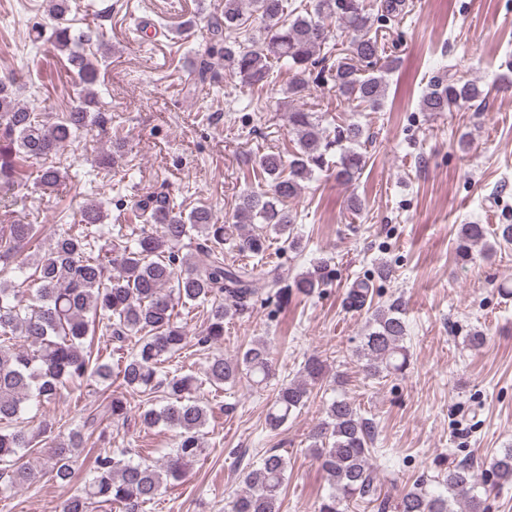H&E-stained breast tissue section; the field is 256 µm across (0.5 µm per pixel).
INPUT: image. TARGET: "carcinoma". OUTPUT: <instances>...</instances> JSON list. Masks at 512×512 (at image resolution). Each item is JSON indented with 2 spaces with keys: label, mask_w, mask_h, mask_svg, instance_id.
<instances>
[{
  "label": "carcinoma",
  "mask_w": 512,
  "mask_h": 512,
  "mask_svg": "<svg viewBox=\"0 0 512 512\" xmlns=\"http://www.w3.org/2000/svg\"><path fill=\"white\" fill-rule=\"evenodd\" d=\"M68 0H47L48 14L56 21L49 35L36 31L33 42L41 40L67 55L71 71L78 79L77 105L57 122L46 125L38 115L15 98L14 83L0 81V187L16 181L18 161L46 160L59 153L80 134L95 125L94 94L90 86L98 79V68L88 58L85 45L89 33L75 35L63 22ZM286 0H251L253 11L262 21V42L248 45L237 40L224 43L245 23L244 0H224V11L207 16L210 47L201 56L194 73L200 84L218 76L213 55L224 59V68L249 86L268 83L270 71L283 64L288 71V94L301 98L309 90L311 76L319 60L317 52L330 48L331 31L327 21L334 20L351 32L348 45L336 54L329 77L338 95L373 111L379 110L387 96L385 74L395 64L380 56L378 35L371 34L374 21L398 17L403 0H318L314 14L294 15L285 11ZM484 95L472 80L438 78L430 84L421 105L426 112H451ZM324 114L295 109L288 113V124L296 136L298 150L286 161L278 153L264 155L260 166L267 176L266 188L247 190L238 200L232 222L220 224L212 210L203 205L188 215L175 211L166 196H152L136 203L145 224L134 238L117 230L109 248L98 245L100 235L93 227L102 223L101 208L91 206L82 213L85 229L75 234L67 227L58 232L44 252L22 256L23 249L36 237L34 224H12L9 235L0 236V263H32L34 287L24 288L0 280V461L8 468L0 472V482L9 487L30 482L34 470L24 461L45 430L33 431L18 426L24 410L39 409L56 402L63 390L76 382L96 377L112 379V367L93 355V342L87 341L90 326L98 324L101 333L122 343L138 338L137 348L126 358L119 371L127 388L154 393L162 390V404L151 405L139 413L140 424L151 428L163 424L176 432L175 448L161 464L149 465L119 459L110 448L94 458L84 484L60 505V512H92L94 504L118 505L122 512H140L153 502L168 480L186 474L204 453V429L208 407L196 397L201 382L191 374L162 371V364L187 346L185 332L176 322L179 305H211L205 327L196 336L201 348L224 340V320L252 306L253 281L261 276L275 289L280 301L288 299V276L279 267L270 270L259 264H224V244L229 242L249 258L263 257L271 235L282 242V250L298 252L302 236L296 231L297 215L288 200L298 196L315 171L329 168L327 155L339 151L336 180L354 181L366 166L363 127L344 122L334 127L327 139L319 125ZM63 180L55 165H44L37 182L53 189ZM487 242L481 224H463L457 238L456 254L468 260L472 249ZM186 246L194 251L181 253ZM115 273H109V269ZM329 278L327 262L319 260L312 268L295 276L296 290L311 295ZM407 323L397 302L378 305L366 322V333L357 350L372 377L402 374L409 366L404 340ZM26 344L16 347L15 338ZM267 340L259 337L239 356L215 354L206 368L205 382L219 391L233 388L241 381L260 387L272 375ZM306 380L283 383L266 414L272 430L307 403L308 382L324 376V364L315 357L304 365ZM126 403L110 396L106 404L90 415L86 423L128 418ZM375 437L372 422L364 418L355 401L333 399L325 418L312 434V451L329 485L315 512H344L342 506L359 498L379 502L381 512L387 501L379 500L375 476L368 456ZM83 435L73 431L50 446V474L62 485L71 482ZM288 472V459L270 452L259 464L244 472L245 490L230 503L228 512H280L281 495ZM495 484L512 483V448L493 457L489 470ZM442 492H429L415 486L404 491L395 505L396 512H485V501L478 494V482L471 467L451 464L441 475Z\"/></svg>",
  "instance_id": "cac0c4a2"
}]
</instances>
